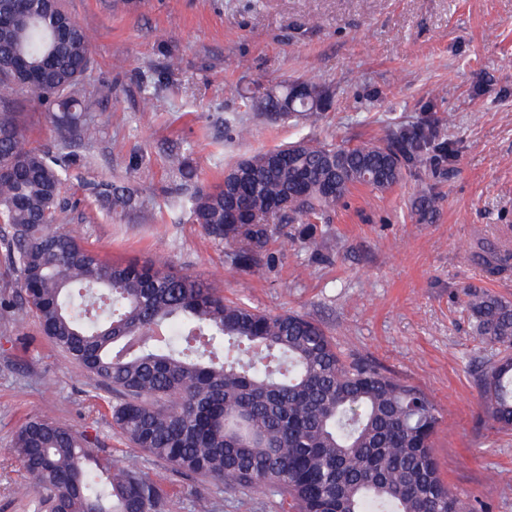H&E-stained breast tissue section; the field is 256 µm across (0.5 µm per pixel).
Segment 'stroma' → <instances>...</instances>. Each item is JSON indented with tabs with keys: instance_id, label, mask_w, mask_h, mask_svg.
Wrapping results in <instances>:
<instances>
[{
	"instance_id": "obj_1",
	"label": "stroma",
	"mask_w": 512,
	"mask_h": 512,
	"mask_svg": "<svg viewBox=\"0 0 512 512\" xmlns=\"http://www.w3.org/2000/svg\"><path fill=\"white\" fill-rule=\"evenodd\" d=\"M94 34L83 80L91 135L77 147L63 191L62 224L108 261L168 253L175 271L262 311L317 321L344 357L374 363L419 386L443 423L432 452L458 494L487 512H512V430L488 416L480 384L496 351L474 335L464 291L512 300V270L489 275L479 254L512 247V0H63ZM311 80L331 99L315 125L258 111L284 82ZM111 87L108 95L100 86ZM32 146L50 148L42 108L25 94L1 104ZM422 125L453 143L422 173L386 191L361 189L319 225L315 262L302 243L274 262L230 265L192 224L196 187L219 181L242 157L300 139L354 145L397 126ZM180 156L196 171L171 169ZM121 181L133 209L88 197V182ZM434 200L432 214L414 208ZM111 394L95 388L31 317L0 310V512H36L15 494L29 477L9 454L14 430L48 417L96 439L101 454L152 475L162 465L112 427ZM170 512H282V499L170 477Z\"/></svg>"
}]
</instances>
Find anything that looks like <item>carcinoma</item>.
Listing matches in <instances>:
<instances>
[{"label": "carcinoma", "instance_id": "obj_1", "mask_svg": "<svg viewBox=\"0 0 512 512\" xmlns=\"http://www.w3.org/2000/svg\"><path fill=\"white\" fill-rule=\"evenodd\" d=\"M0 0V102L25 92L48 110L57 150L28 147L11 112L0 113V262L19 277L20 299L0 309L33 316L56 348L96 386L112 390L113 427L134 448L186 476L228 490L276 493L293 512H472L445 482L432 453L442 423L418 386L377 365L345 359L314 320L257 311L172 270L159 252L144 264L111 263L58 224L61 195L91 133L81 83L93 36L62 0ZM294 100L287 116L316 123L329 97ZM282 86L256 103L288 105ZM452 144L428 128L336 145L302 140L256 152L198 189L188 213L235 267L270 264L274 226L313 231L352 190L385 191ZM111 208L135 204L110 181L86 184ZM493 273L512 251L491 253ZM478 339L501 350L481 381L490 418L512 428V300L469 288ZM85 434L49 418L22 424L11 453L38 495L39 512H167V473L151 478L94 451Z\"/></svg>", "mask_w": 512, "mask_h": 512}]
</instances>
